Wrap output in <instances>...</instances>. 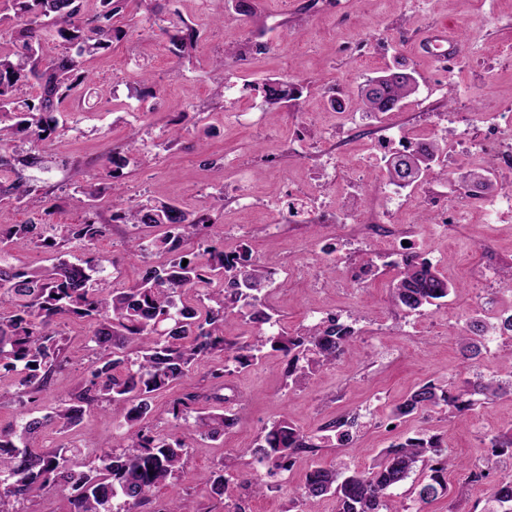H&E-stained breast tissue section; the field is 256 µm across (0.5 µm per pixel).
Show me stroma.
I'll return each mask as SVG.
<instances>
[{
  "instance_id": "obj_1",
  "label": "stroma",
  "mask_w": 512,
  "mask_h": 512,
  "mask_svg": "<svg viewBox=\"0 0 512 512\" xmlns=\"http://www.w3.org/2000/svg\"><path fill=\"white\" fill-rule=\"evenodd\" d=\"M229 5L230 0H165V12H178L199 29L191 58L178 60L168 36L158 31L115 42L108 51L85 59L91 81L66 100L58 114L65 133L47 143H17L18 149L39 155L51 168L46 175L36 167L27 174L46 177L55 221L76 224L83 215L80 185L88 179L105 182L107 150L138 133L141 161L128 168L127 196L175 200L189 210L211 205L214 230L223 234L226 248L245 241L260 265L276 261L277 288L268 304L280 328L308 324L315 312H334L354 322L359 331L335 366L319 371L301 388L289 386L287 361L275 352L235 371L229 381L239 394L238 422L215 441L195 435L188 423L172 428L166 409L182 396L183 387L156 394L152 423L175 429L188 443L189 453L181 477L154 496V512L186 496L200 512H224L223 501L211 497L202 477L221 464L236 462L239 449L252 446L264 426L285 418L313 430L349 412L373 415L374 423L353 446L322 449L318 459L323 465L368 466L394 435L425 428L462 458L463 467L449 473L448 481L467 485L468 493L456 502L440 498L424 505L423 512H485L486 486L468 483L466 466L476 463L495 477L512 470L489 449L493 435L512 428V394L460 417L435 411L398 420L393 427L387 417L393 406L429 380L458 383L477 371L506 379L505 356L512 351V338L492 337L480 359L470 362L461 355L459 331L475 315L512 308V281L498 276L512 267V222L477 213L463 222H448L437 234L426 209L411 201L399 231L459 289L441 306L408 314L391 303L393 270L379 268L360 284L344 277L346 267L360 265L370 255L366 227L323 233L322 242L339 249L340 258L332 266L320 247H314L305 225L283 224L278 232H270L275 216L267 203L290 188L337 203L359 175L365 204L379 208L385 174L379 168L362 172L361 163L381 131L365 121L355 136H348L342 129L344 117L331 108L329 98L352 102L368 78L398 60L416 71L419 87L390 115L391 126L423 131L444 113L449 127L468 121L470 140L482 142L493 117L512 114V0H258V16L251 21L237 18ZM441 24L458 29L462 38L463 51L452 64L420 53L415 45L422 31ZM254 41L266 44V52L232 58L216 68L215 60L225 49ZM147 74L153 79V93L136 95ZM269 77L309 86L300 110L252 109V102L261 99L252 84ZM229 84L235 94L224 93ZM176 117L181 120L180 137L171 145L169 122ZM325 152L335 153L337 159L336 180L328 184L321 180L319 168ZM493 158L490 152H448L442 170L433 171L425 187L433 196L453 193L462 188L467 173ZM244 179L256 200L247 213L238 210L232 193ZM131 233L130 226L111 225L91 247L104 260L116 288L132 285L145 266L163 261L159 255H129L125 242ZM298 264L304 267L302 276H290L289 268ZM62 329L71 362L53 376L47 392L21 406L12 403L15 376L0 372V429L15 425L25 413L46 415L57 397L73 392L87 378L92 352L86 324L71 320ZM119 431V421L107 406L67 433L48 425L34 445L45 449L75 444L81 450L77 464L90 465ZM303 480L300 469L269 478V490L245 506L250 512H287Z\"/></svg>"
}]
</instances>
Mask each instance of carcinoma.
Listing matches in <instances>:
<instances>
[{"mask_svg": "<svg viewBox=\"0 0 512 512\" xmlns=\"http://www.w3.org/2000/svg\"><path fill=\"white\" fill-rule=\"evenodd\" d=\"M12 12V25L0 30V167L17 174V181L0 183V197L17 201L27 196L47 199L21 171L38 164L32 155L15 151L16 140L25 135L35 141L53 140L60 134L58 106L89 81L83 59L93 57L127 37L132 24L124 13L127 0H99L93 13L84 0H0ZM244 20L256 17L255 0H231ZM172 52L184 59L194 50L198 31L179 16L165 19ZM38 87L25 96L24 86ZM418 89L414 73L388 67L364 84L358 109L393 112ZM258 90L271 111L300 99L303 87L290 81L265 79ZM137 133L125 144L112 148L106 157L112 170L114 224L162 227V235L150 239L131 237L129 252L144 258L156 251L167 255L161 267L148 266L129 288H114L103 276L102 260L95 257L64 258L68 244L85 246L107 232L99 221L102 184L89 180L80 186L86 207L78 224L53 221L55 205L43 208L40 222L15 224L0 229V371L19 377L22 393L47 390L53 375L69 363L65 338L58 330L63 319L80 320L89 326L95 360L90 376L74 392L58 398L50 413L22 417L16 427L0 430V512H19V505L44 493L69 495L71 512H145L157 489L178 478L188 445L150 424L153 397L188 383L194 368L221 355L224 364L208 374L218 384L205 397L217 408L200 411V395L186 392L174 399L168 414L179 423L194 417V429L202 438L218 439L237 423L233 399L219 394L224 377L256 364L265 354L279 352L288 358V378L294 387L310 381L344 354L356 331L330 314L293 331L283 329L247 340L224 336V322L241 317L245 324L272 322L267 304L271 274L252 257L247 242L228 255L224 240L215 233L202 251L188 252L185 245L215 224L211 208L187 210L176 202L151 204L121 193L123 169L128 156L140 154ZM443 145L432 141L422 150L394 152L384 159L387 178L409 187L425 171L437 165ZM27 241L52 254L51 263L30 268L8 262L15 246ZM187 265H182L183 260ZM397 269L390 298L397 308L420 314L430 306L447 302L456 286L448 283L436 266L419 256L391 264ZM468 337L461 348L466 359L481 354L490 333L512 335V312H501L495 321L473 318L466 323ZM512 384L476 373L460 385L427 381L415 389L389 415L393 420L439 409L451 416L475 409L480 398H494ZM121 416L127 433L112 439V451L86 470L71 464L75 445H60L35 452L30 442L49 423L69 430L84 416L105 404ZM359 416L343 415L315 432H305L287 419L264 427L254 445L242 450L273 477L299 465L307 467L298 502L306 512H316L325 499L336 502V512H394L392 490L412 480L413 500L428 504L450 494L448 470L457 466L453 451L441 439L419 430L402 436L380 450L364 469H329L315 460L322 448L348 447ZM497 457L512 460V433L489 439ZM245 469L223 465L205 477L215 498H224V512H245L234 500L238 490L255 494L265 484ZM489 512H512V476L504 474L489 485Z\"/></svg>", "mask_w": 512, "mask_h": 512, "instance_id": "1", "label": "carcinoma"}]
</instances>
